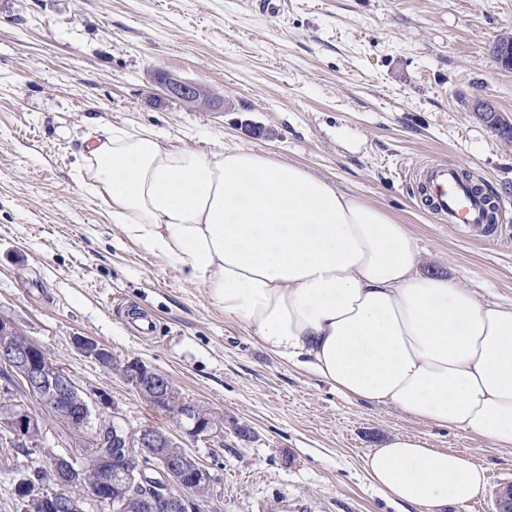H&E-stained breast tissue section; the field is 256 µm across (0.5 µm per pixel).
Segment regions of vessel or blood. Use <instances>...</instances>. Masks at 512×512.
Listing matches in <instances>:
<instances>
[{
	"instance_id": "1",
	"label": "vessel or blood",
	"mask_w": 512,
	"mask_h": 512,
	"mask_svg": "<svg viewBox=\"0 0 512 512\" xmlns=\"http://www.w3.org/2000/svg\"><path fill=\"white\" fill-rule=\"evenodd\" d=\"M462 171L455 163L426 162L417 167L413 176L423 206L436 223L464 226L477 237H495L498 227L489 221L495 202L465 181Z\"/></svg>"
}]
</instances>
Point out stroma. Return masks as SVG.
<instances>
[{
	"label": "stroma",
	"mask_w": 512,
	"mask_h": 512,
	"mask_svg": "<svg viewBox=\"0 0 512 512\" xmlns=\"http://www.w3.org/2000/svg\"><path fill=\"white\" fill-rule=\"evenodd\" d=\"M512 0H0V315L135 426L173 430L123 379L79 353L85 336L167 375L224 417V439L185 440L215 478L202 512H416L370 483L366 455L397 434L471 455L487 484L467 512H494L512 451L347 398L263 351L204 288L127 240L80 171L98 127L146 128L171 147L242 149L290 163L387 210L419 270L512 304V143L473 110L512 118V69L491 47ZM205 85L206 111L159 98L154 73ZM462 160L502 210L487 244L434 223L408 169ZM152 318L139 338L124 311ZM248 425L250 440L234 424Z\"/></svg>",
	"instance_id": "35a3bbf8"
}]
</instances>
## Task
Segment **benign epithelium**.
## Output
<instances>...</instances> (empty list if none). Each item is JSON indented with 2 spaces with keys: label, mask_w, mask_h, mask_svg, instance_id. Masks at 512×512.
I'll return each instance as SVG.
<instances>
[{
  "label": "benign epithelium",
  "mask_w": 512,
  "mask_h": 512,
  "mask_svg": "<svg viewBox=\"0 0 512 512\" xmlns=\"http://www.w3.org/2000/svg\"><path fill=\"white\" fill-rule=\"evenodd\" d=\"M160 83L167 95L178 98L194 106L213 109L215 98L199 84L173 74H163ZM74 344L83 354L105 367L109 363L104 349L85 336L74 337ZM42 348L29 340L16 327L12 320L0 316V364L8 368L31 394L35 393L46 401L44 411L64 428L71 430L74 422L66 409V403L76 400L93 416V406L110 405V398L101 394L95 405H90L83 391L72 376L63 368L39 362ZM137 393H148L158 403L167 404L175 394V386L168 376L137 362H123L113 368ZM174 424L178 434L157 433L149 428H133L118 410L112 411V455L102 459L98 478L93 488L86 490L83 497L99 499V491L112 487V478L118 472L132 476L138 471V460L144 454L160 459L158 473L167 480L170 488L164 499L162 512H188V489L184 484L186 465H192L197 472L196 481H206L208 474L201 464L194 463L184 455L173 456L169 449L179 445V441L189 438L193 441L208 440L224 433V418L210 410L199 412L198 405L185 402L176 413ZM44 433L43 423L28 406L19 412L0 419V438L14 448H30L35 436ZM50 481L29 490L27 497L31 512H43L44 507L51 512H81L79 502L83 497L65 496L60 492L66 484L67 472L76 468L70 455L47 452ZM114 512H150L148 504L130 497L118 496L112 499Z\"/></svg>",
  "instance_id": "7a95c632"
}]
</instances>
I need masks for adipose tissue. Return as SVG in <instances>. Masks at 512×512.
I'll use <instances>...</instances> for the list:
<instances>
[{"instance_id":"obj_1","label":"adipose tissue","mask_w":512,"mask_h":512,"mask_svg":"<svg viewBox=\"0 0 512 512\" xmlns=\"http://www.w3.org/2000/svg\"><path fill=\"white\" fill-rule=\"evenodd\" d=\"M125 237L202 286L270 355L340 393L512 449V306L417 270L405 225L301 167L104 128L84 152ZM398 502L447 512L486 484L470 455L395 435L365 460Z\"/></svg>"}]
</instances>
